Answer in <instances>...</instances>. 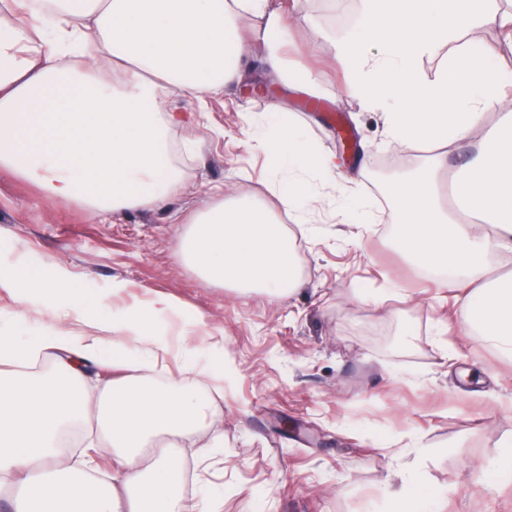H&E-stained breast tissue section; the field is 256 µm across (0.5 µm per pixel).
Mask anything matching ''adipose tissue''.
Masks as SVG:
<instances>
[{"mask_svg":"<svg viewBox=\"0 0 512 512\" xmlns=\"http://www.w3.org/2000/svg\"><path fill=\"white\" fill-rule=\"evenodd\" d=\"M311 0L271 9L269 0H9L0 17V168L32 177L55 198L81 199L121 214L162 205L179 185L158 160L167 134L191 109L157 104L159 83L204 101L241 83L243 65L264 49L268 74L282 73L279 48ZM512 44L503 0H362L357 23L325 33L343 94L383 115L387 145L438 151L388 189L397 247L415 267L465 290L463 328L512 360V94L499 48L475 45L479 30ZM84 42L112 64L86 78L67 58ZM438 59L432 73L424 61ZM497 121L484 127L488 113ZM481 138H474L475 130ZM261 139L279 166V201L302 224L316 201L365 224L371 203L349 194L333 159L293 116L271 107ZM183 259L206 281L272 298L300 286L291 239L265 210L237 201L200 212L180 238ZM10 287L35 297L0 327V489L12 512H213V486L181 492L179 448L224 395V342L202 316L153 297L105 318L81 313L70 284L22 274ZM51 354L58 376L24 367ZM207 389L171 378L160 387L129 379L90 387L85 365L109 359L133 371L165 357ZM99 404L103 435L75 459L61 432ZM112 459L101 481L99 455Z\"/></svg>","mask_w":512,"mask_h":512,"instance_id":"obj_1","label":"adipose tissue"}]
</instances>
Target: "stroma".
<instances>
[{
	"label": "stroma",
	"instance_id": "stroma-1",
	"mask_svg": "<svg viewBox=\"0 0 512 512\" xmlns=\"http://www.w3.org/2000/svg\"><path fill=\"white\" fill-rule=\"evenodd\" d=\"M360 9V0H315L296 24V48L324 62L330 49L319 31L342 33ZM274 104L380 208L370 225L342 224L323 200L309 223H284L301 286L281 300L205 282L177 238L197 211L232 198L282 220L266 149L248 126ZM170 144L179 189L166 205L118 216L58 201L1 168L0 279L31 271L87 299L120 285L119 307L162 294L223 337L234 373L181 450L185 497L206 481L223 492L217 512H394L400 473L416 471L418 512H512V479L494 474L501 443L512 439V360L464 335L459 291L397 249L385 185L372 175L400 177L434 146L386 147L379 116L359 111L340 77L310 95L259 69L207 99L198 125L172 128ZM381 293L383 306L360 301Z\"/></svg>",
	"mask_w": 512,
	"mask_h": 512
}]
</instances>
